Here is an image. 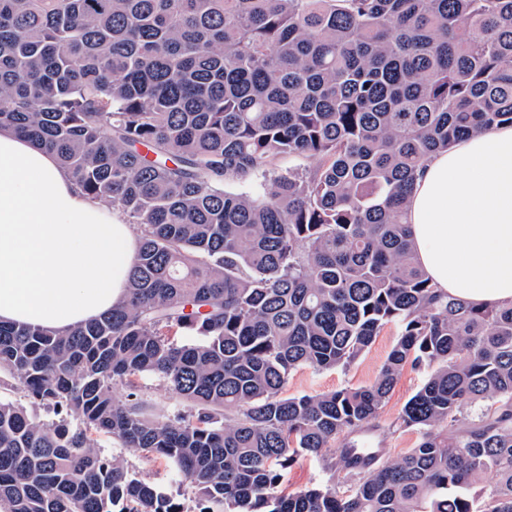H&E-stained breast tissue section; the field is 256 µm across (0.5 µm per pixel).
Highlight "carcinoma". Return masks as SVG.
I'll return each mask as SVG.
<instances>
[{
    "instance_id": "obj_1",
    "label": "carcinoma",
    "mask_w": 512,
    "mask_h": 512,
    "mask_svg": "<svg viewBox=\"0 0 512 512\" xmlns=\"http://www.w3.org/2000/svg\"><path fill=\"white\" fill-rule=\"evenodd\" d=\"M508 122L512 0H0V127L139 238L111 311L0 323V512H512V304L439 295L404 223L432 153ZM286 154L313 164L270 169ZM388 326L371 384L285 394ZM407 364L415 446L327 454ZM301 454L327 479L290 491ZM124 457L128 464L139 472L143 479L150 482H162L165 480V472L157 462L142 458L133 452H126Z\"/></svg>"
}]
</instances>
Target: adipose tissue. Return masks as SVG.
<instances>
[{
  "mask_svg": "<svg viewBox=\"0 0 512 512\" xmlns=\"http://www.w3.org/2000/svg\"><path fill=\"white\" fill-rule=\"evenodd\" d=\"M421 268L442 294L512 304V124L456 141L421 166L405 205ZM139 239L49 151L0 129V322L62 329L126 292Z\"/></svg>",
  "mask_w": 512,
  "mask_h": 512,
  "instance_id": "obj_1",
  "label": "adipose tissue"
}]
</instances>
